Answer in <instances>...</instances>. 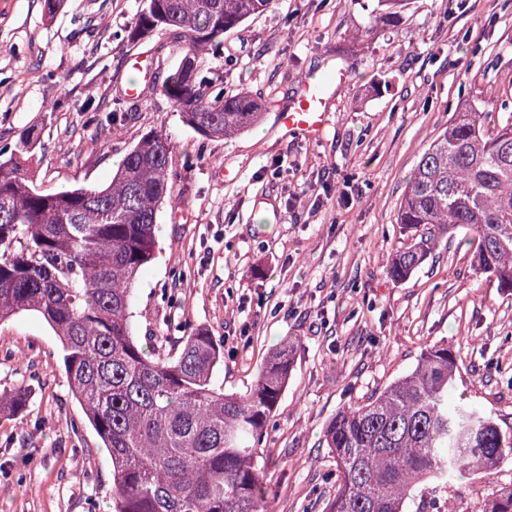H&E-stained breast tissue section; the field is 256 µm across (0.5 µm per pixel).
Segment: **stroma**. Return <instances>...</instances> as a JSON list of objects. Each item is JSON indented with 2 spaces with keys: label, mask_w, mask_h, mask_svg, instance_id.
Segmentation results:
<instances>
[{
  "label": "stroma",
  "mask_w": 512,
  "mask_h": 512,
  "mask_svg": "<svg viewBox=\"0 0 512 512\" xmlns=\"http://www.w3.org/2000/svg\"><path fill=\"white\" fill-rule=\"evenodd\" d=\"M143 0H0V148L24 132L43 191L108 186L144 134L163 128L173 164L192 155L175 205L158 211L154 260L134 284L141 342L172 314L224 340L216 384L250 387L284 338L294 369L261 447L270 512H323L336 482L326 423L410 372L433 343L459 370L450 402L512 428V292L470 264L464 233L449 236L407 280L389 275L403 244L395 222L406 181L453 107L512 91V0H412L399 25L376 23L373 0H275L224 36L227 92H249L261 116L228 138L183 123L153 85L178 64L170 35L119 38ZM115 31L88 40L87 24ZM152 64L135 70V59ZM346 83L327 102L318 139L275 126L317 66ZM132 111L103 130L129 84ZM25 385L23 411L0 410V512H111L112 467L71 393L61 344L31 313L0 322V394ZM78 429H71V422Z\"/></svg>",
  "instance_id": "obj_1"
}]
</instances>
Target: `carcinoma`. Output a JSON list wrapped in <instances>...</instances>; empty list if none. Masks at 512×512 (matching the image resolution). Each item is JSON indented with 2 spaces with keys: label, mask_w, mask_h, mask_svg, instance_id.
Segmentation results:
<instances>
[{
  "label": "carcinoma",
  "mask_w": 512,
  "mask_h": 512,
  "mask_svg": "<svg viewBox=\"0 0 512 512\" xmlns=\"http://www.w3.org/2000/svg\"><path fill=\"white\" fill-rule=\"evenodd\" d=\"M273 0H143L131 42L157 29L183 63L161 86L201 137H228L260 117L258 103L224 94L206 56L223 55L224 34ZM408 0H377L376 20L400 21ZM36 141L0 148V320L43 318L57 336L69 387L112 462L113 512H267L258 449L293 370L294 341L266 361L243 393L214 379L224 340L177 318L164 321L174 350L139 345L133 284L155 258L157 213L174 202L173 145L147 132L106 188L40 191L22 159ZM396 223L406 243L390 276L403 281L451 231L473 245L471 266L512 291V95L489 92L483 108L456 106L408 182ZM455 352L434 344L418 366L363 404L338 411L323 430L336 463L324 512H434L429 488L482 476L512 459V432L467 404L448 402ZM480 512H512V483L495 486Z\"/></svg>",
  "instance_id": "obj_1"
}]
</instances>
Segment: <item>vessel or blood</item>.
<instances>
[{
	"instance_id": "obj_1",
	"label": "vessel or blood",
	"mask_w": 512,
	"mask_h": 512,
	"mask_svg": "<svg viewBox=\"0 0 512 512\" xmlns=\"http://www.w3.org/2000/svg\"><path fill=\"white\" fill-rule=\"evenodd\" d=\"M347 80L344 69L334 63H326L321 78L305 83L288 110L278 116L281 131L287 135H299L316 139L325 122L323 103L330 92Z\"/></svg>"
}]
</instances>
